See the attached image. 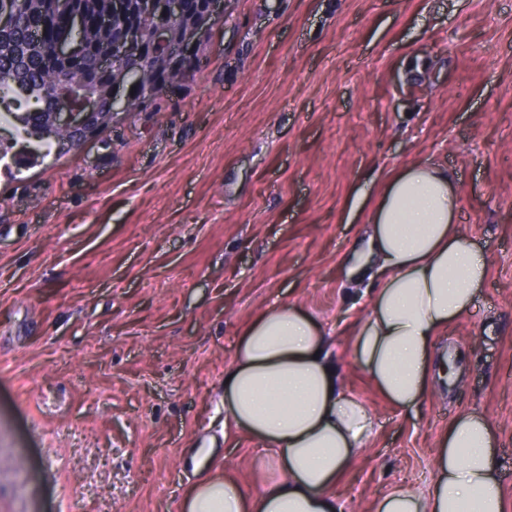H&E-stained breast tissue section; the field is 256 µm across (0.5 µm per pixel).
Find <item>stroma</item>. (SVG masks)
Wrapping results in <instances>:
<instances>
[{
  "instance_id": "obj_1",
  "label": "stroma",
  "mask_w": 512,
  "mask_h": 512,
  "mask_svg": "<svg viewBox=\"0 0 512 512\" xmlns=\"http://www.w3.org/2000/svg\"><path fill=\"white\" fill-rule=\"evenodd\" d=\"M193 54L148 110L0 175V512H182L202 448L261 492L272 452L225 444L224 372L277 303L323 324L375 419L341 512L426 491L465 410L512 505V0H224ZM415 162L453 172L488 275L437 341L451 381L406 411L352 354L374 283L347 267Z\"/></svg>"
}]
</instances>
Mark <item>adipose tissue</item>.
<instances>
[{"label": "adipose tissue", "mask_w": 512, "mask_h": 512, "mask_svg": "<svg viewBox=\"0 0 512 512\" xmlns=\"http://www.w3.org/2000/svg\"><path fill=\"white\" fill-rule=\"evenodd\" d=\"M458 196L447 168L413 164L390 176L370 218L367 247L349 268L383 286L352 325L355 359L389 403L418 406L432 385L431 354L450 322L472 307L488 273L472 238L454 224ZM322 327L300 307L277 304L245 330L226 370L223 429L272 449L279 476L259 494L230 474L199 478L184 512H340L332 493L372 435L367 405L337 382ZM497 429L463 412L438 440L425 492L388 491L375 512H506Z\"/></svg>", "instance_id": "1"}]
</instances>
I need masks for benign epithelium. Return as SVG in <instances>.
<instances>
[{
  "instance_id": "obj_1",
  "label": "benign epithelium",
  "mask_w": 512,
  "mask_h": 512,
  "mask_svg": "<svg viewBox=\"0 0 512 512\" xmlns=\"http://www.w3.org/2000/svg\"><path fill=\"white\" fill-rule=\"evenodd\" d=\"M220 0H198L196 16L185 20L191 2L189 0H113L112 18L120 25L106 51L99 57L100 68L112 76L110 112L108 119L116 114L120 92L135 87L141 93L136 99L126 95L122 106L125 112H137L142 102L153 97L161 89L157 80L149 78L137 67H122L120 63L147 56L168 65L169 82L177 83L182 75L169 60L176 54H186L210 26L223 20L218 11ZM53 7L63 14L69 26L83 27L86 16L78 0H54ZM56 54L64 59H74L84 52L79 42L60 41L55 46ZM100 108V100L93 95H83L78 104L67 105L56 113L48 135L72 134L90 124Z\"/></svg>"
}]
</instances>
